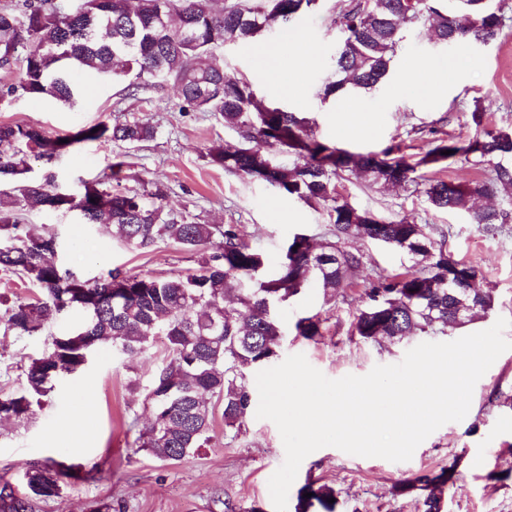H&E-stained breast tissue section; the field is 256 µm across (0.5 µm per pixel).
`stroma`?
Instances as JSON below:
<instances>
[{
    "instance_id": "stroma-1",
    "label": "stroma",
    "mask_w": 512,
    "mask_h": 512,
    "mask_svg": "<svg viewBox=\"0 0 512 512\" xmlns=\"http://www.w3.org/2000/svg\"><path fill=\"white\" fill-rule=\"evenodd\" d=\"M502 35L482 45L440 44L427 23L406 32L391 77L375 92H348L323 97L333 77V58L341 40L335 18L342 0H321L316 11L298 18L285 32L275 31L246 46L225 48L219 63L243 75L259 96L279 102L310 118L321 141L354 153L377 152L390 145L417 160L433 136L467 137L473 129L465 114L474 103L485 109L489 126L512 130V0ZM310 45L313 59L301 62L299 49ZM265 46L282 49L280 80L268 78L261 55ZM421 61L443 65L448 84L436 94L410 84V71ZM79 97L73 107L50 98L23 97L0 102V123L33 124L47 136L115 120L146 117L157 129L154 140L135 146L85 142L52 160L28 157L36 176L53 173L58 191L78 195L85 181L109 178L113 188L139 191L144 184L167 186L169 209L187 210L202 224H238L246 241L275 270L284 245L294 234L322 241L328 225L321 211L275 192L266 183L225 171L207 155L210 146L237 145L238 133L200 112H183L172 90L127 96L122 86L74 73ZM351 109L368 132L359 135L339 121ZM337 189L352 205L376 216L414 219L432 236H445L454 258L477 271L476 286L490 293L492 307L445 332L418 333L401 341L363 342L353 322L367 298L365 288L377 274L400 270V252L362 238L345 241L361 254L357 284L344 297L326 302L321 288L307 289L279 309L285 341L281 356L304 354L326 377L363 376L374 366L395 364L423 342H448L483 331L498 318L512 320V234L492 235L473 224L464 210L438 211L425 195L369 182L351 175ZM21 225L48 230L58 240L56 261L86 278L108 272L169 277L196 268L198 250L164 240L147 251L121 242L106 224L81 223L77 212H21ZM320 315L322 334L308 340L295 333L296 321ZM82 320L72 312L48 320L39 336L0 331V395L19 392L29 356L40 353L44 338L63 335ZM168 356L163 339L144 353L124 356L111 344L99 345L90 366L61 379L28 421L0 422V483L23 491L30 463L53 459L67 464L96 465L93 479L67 481L58 496L38 502L36 512H98L112 504L115 512H225L233 502L239 512L259 508L274 512L268 481L285 458L276 425L248 413L241 430L225 427L215 413L208 444L183 460L162 461L138 446L151 407L145 400L157 368ZM454 466L453 483L443 491V512H512V350L501 354L477 382L470 410L459 422L432 433L406 462L365 458L334 447L308 455L290 488L287 508L294 512L306 484L325 485L336 496V512H418L422 491L399 493L398 483L414 474Z\"/></svg>"
}]
</instances>
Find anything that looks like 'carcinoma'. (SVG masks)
Returning a JSON list of instances; mask_svg holds the SVG:
<instances>
[{
    "label": "carcinoma",
    "mask_w": 512,
    "mask_h": 512,
    "mask_svg": "<svg viewBox=\"0 0 512 512\" xmlns=\"http://www.w3.org/2000/svg\"><path fill=\"white\" fill-rule=\"evenodd\" d=\"M312 0H84L72 14H62L53 0H23L0 9V69L19 66L15 83L0 92L5 99L49 96L72 107L78 89L70 80L77 69L97 79L126 85L128 95L176 88L180 108L214 116L240 135L233 148L208 150L211 161L242 176L258 179L278 192L321 210L330 237L320 245L296 234L284 248L276 275L259 277L263 254L243 238L239 225L226 224L222 240L216 228L166 209V190L152 183L143 191L118 192L100 180L84 183L77 197L52 189L47 174L35 181L21 155L23 145L51 159L73 145L113 141L137 145L156 136L146 118L83 128L60 138L45 136L28 124H0V269L18 273L38 286L35 302L0 300L4 331L33 336L42 322L72 310L95 312L80 334L51 337L49 348L30 359L24 388L0 397V418L24 419L33 405L55 389L56 382L79 373L88 364L94 344L109 342L132 356L163 336L170 356L159 367L146 394L153 410L139 447L163 461H180L204 447L213 419L206 400L222 402L224 425L241 429L252 406L246 377L252 366L274 360L283 336L272 305L298 295L317 283L330 298L353 286L361 256L341 243L361 237L408 256L411 265L395 274H379L364 290L367 304L357 310L354 330L366 343L380 338L402 340L417 332L442 330L466 318L468 312L491 308L489 293L472 288L473 266L448 258L445 239L423 232L406 218L388 220L357 209L336 191V180L359 173L374 183L422 191L436 210H459L470 198L503 192L512 196V131L487 126L486 115L474 104L468 121L474 135L466 140L436 137L432 148L412 162L398 145L379 152L352 153L318 140L309 120L259 99L253 83L215 63L225 47L246 43L273 32L309 13ZM465 11L473 23H457ZM427 19L434 35L445 43L496 40L505 27L503 0H355L341 10L342 41L334 57L335 79L326 83L323 98L347 88L371 93L392 74L393 61L405 41L407 28ZM451 154L445 155L443 151ZM294 158L284 165L279 157ZM460 161L483 170L469 185L429 176L428 164ZM77 210L86 224H110L127 245L148 250L162 240L208 254L198 268L167 278L109 272L95 280L64 270L55 261L56 236L24 231L19 212ZM488 232H501L512 213L485 209L473 213ZM235 294L237 307L224 301ZM323 319H299L297 335H322ZM71 477V467L47 459L24 473L25 493L9 483L0 486V512H33L35 504L59 494ZM448 470L422 472L399 483L400 492H424L420 512H441L442 487ZM335 497L326 487L307 484L298 496L296 512H309L318 503L335 512Z\"/></svg>",
    "instance_id": "1"
}]
</instances>
